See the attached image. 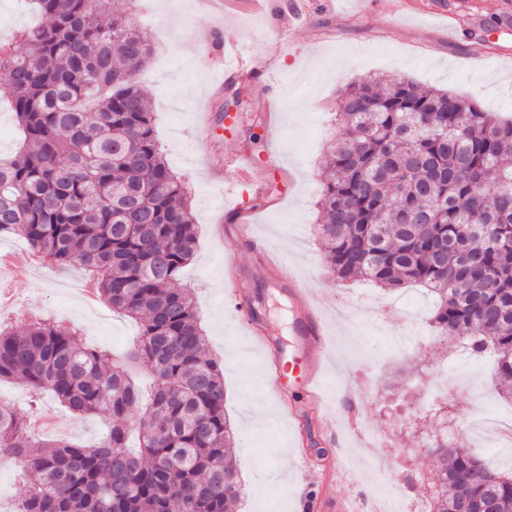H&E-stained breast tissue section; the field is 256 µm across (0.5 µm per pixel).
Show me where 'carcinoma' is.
<instances>
[{"mask_svg":"<svg viewBox=\"0 0 512 512\" xmlns=\"http://www.w3.org/2000/svg\"><path fill=\"white\" fill-rule=\"evenodd\" d=\"M30 2L39 25L0 46V98L21 134L0 159V236L92 272L140 336L116 371L72 326H0V380L25 384L35 410L49 393L73 416L112 420L85 447L36 438L1 404L0 461L27 487L14 512H235L243 487L224 373L179 285L195 217L136 79L151 41L117 0ZM336 113L316 224L329 271L342 284L430 291L437 334L493 355L512 399V121L450 91L377 77L346 86ZM431 448V512H512V472L446 435Z\"/></svg>","mask_w":512,"mask_h":512,"instance_id":"obj_1","label":"carcinoma"}]
</instances>
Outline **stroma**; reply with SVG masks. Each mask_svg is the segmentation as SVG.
<instances>
[{
	"mask_svg": "<svg viewBox=\"0 0 512 512\" xmlns=\"http://www.w3.org/2000/svg\"><path fill=\"white\" fill-rule=\"evenodd\" d=\"M435 0H308L313 24L296 27L295 47L270 45L265 23L257 16L220 18L197 0H126L125 10L151 28L155 52L137 80L155 112L162 152L185 179L197 224L195 255L181 274L193 290L196 314L211 357L224 369V411L234 427L238 474L244 486L240 512H296L302 481L315 483L323 495L336 497L372 479L387 465L398 482L413 478L415 497L431 496L433 459L424 439L453 424L457 445L472 449L500 471L512 470V449L482 446L466 426L469 415L512 421V402L501 397L492 365L460 360L455 345L438 339L430 325L432 299L423 289L384 294L361 281L350 286L326 273L321 246L313 233L321 168L336 138V98L346 82L369 76L406 78L472 98L489 112L512 117V63H480L489 52L512 54V0H445L454 29L431 17ZM220 33L230 53L245 51L274 59L270 75L241 84V108L260 117L259 143L244 146L240 126H227L221 86L214 65L198 45L202 31ZM208 112L212 131L196 125ZM277 146L281 167L269 170L265 159ZM249 156L262 168L265 204L251 219L272 247L287 251L321 307L335 311L347 299L361 312L358 331L335 324L334 364L327 380V412L314 414L302 388L289 386L280 402L267 393L266 362L251 337L272 339L281 353L295 349L288 291L272 285L251 249L237 245L226 222L225 201H246L231 182L232 164ZM90 275L81 266L46 265L32 278L15 283L16 311L76 325L88 346L118 353L136 337L129 318L108 304L87 309L75 291ZM249 293L259 310L250 328L238 327L226 294L234 287ZM57 436L96 443L105 433L94 414L74 418L54 401ZM296 409L311 425L343 430L355 467L345 481L327 478L336 450L317 458L307 477L295 460H283L289 446L285 409Z\"/></svg>",
	"mask_w": 512,
	"mask_h": 512,
	"instance_id": "1",
	"label": "stroma"
}]
</instances>
